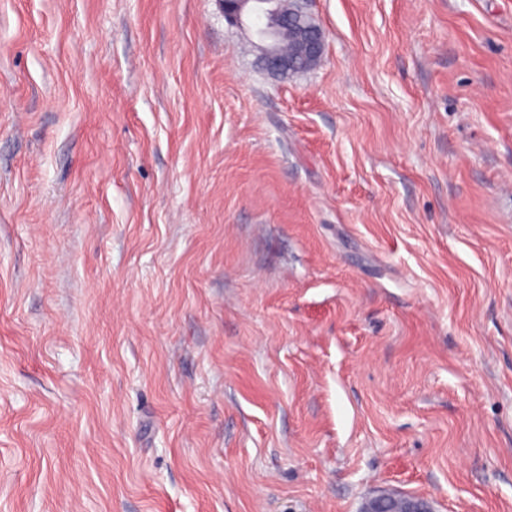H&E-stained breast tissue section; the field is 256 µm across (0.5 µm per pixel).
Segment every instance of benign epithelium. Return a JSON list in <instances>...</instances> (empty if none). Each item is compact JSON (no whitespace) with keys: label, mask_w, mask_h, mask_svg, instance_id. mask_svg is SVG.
Returning <instances> with one entry per match:
<instances>
[{"label":"benign epithelium","mask_w":512,"mask_h":512,"mask_svg":"<svg viewBox=\"0 0 512 512\" xmlns=\"http://www.w3.org/2000/svg\"><path fill=\"white\" fill-rule=\"evenodd\" d=\"M277 0H224V19L231 25H241L244 20L251 22L257 15L265 17L264 33L256 34L260 62L271 75L283 77L288 74V59L282 57L275 45L277 35L287 23L284 11L276 6ZM301 49L313 59L323 55L325 36L321 30L300 29ZM361 512H434L424 498L385 492L374 496L362 506Z\"/></svg>","instance_id":"7a95c632"}]
</instances>
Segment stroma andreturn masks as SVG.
<instances>
[{
    "mask_svg": "<svg viewBox=\"0 0 512 512\" xmlns=\"http://www.w3.org/2000/svg\"><path fill=\"white\" fill-rule=\"evenodd\" d=\"M0 0V512H512V0ZM278 0H224V19L231 25H243L244 19L251 21L258 40L260 62L270 75L283 77L288 74V59L282 57L275 45L277 35L287 23L284 11L276 6ZM264 15L266 28L257 33L255 20ZM301 49L309 58L319 59L323 56L325 36L321 30L300 28ZM360 512H434L424 498L385 492L369 498Z\"/></svg>",
    "mask_w": 512,
    "mask_h": 512,
    "instance_id": "1",
    "label": "stroma"
}]
</instances>
